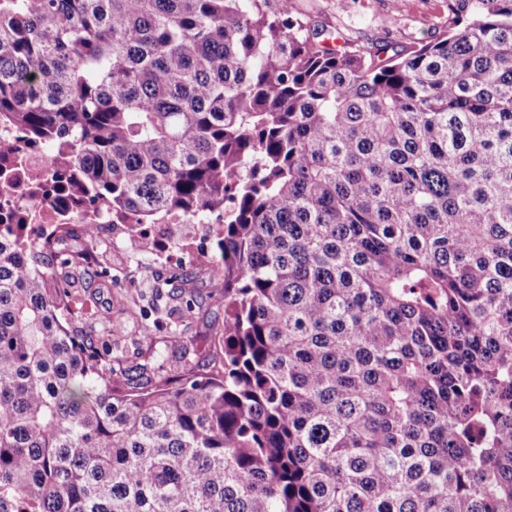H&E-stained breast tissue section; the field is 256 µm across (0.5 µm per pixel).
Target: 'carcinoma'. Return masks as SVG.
<instances>
[{"instance_id":"carcinoma-1","label":"carcinoma","mask_w":512,"mask_h":512,"mask_svg":"<svg viewBox=\"0 0 512 512\" xmlns=\"http://www.w3.org/2000/svg\"><path fill=\"white\" fill-rule=\"evenodd\" d=\"M448 9L390 56L288 0H0V127L216 225L224 302L169 375L83 322L92 240L0 231V512H512V0Z\"/></svg>"}]
</instances>
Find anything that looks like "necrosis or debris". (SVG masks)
Listing matches in <instances>:
<instances>
[{
    "label": "necrosis or debris",
    "mask_w": 512,
    "mask_h": 512,
    "mask_svg": "<svg viewBox=\"0 0 512 512\" xmlns=\"http://www.w3.org/2000/svg\"><path fill=\"white\" fill-rule=\"evenodd\" d=\"M0 139L13 145L12 152L0 158V180L8 184L7 191L0 193V223L9 225L12 236L39 242L56 225L80 224L91 226L97 237L111 225V209L56 189L46 149L28 145L12 129L0 128Z\"/></svg>",
    "instance_id": "1"
}]
</instances>
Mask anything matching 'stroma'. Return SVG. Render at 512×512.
Returning a JSON list of instances; mask_svg holds the SVG:
<instances>
[{
	"label": "stroma",
	"instance_id": "35a3bbf8",
	"mask_svg": "<svg viewBox=\"0 0 512 512\" xmlns=\"http://www.w3.org/2000/svg\"><path fill=\"white\" fill-rule=\"evenodd\" d=\"M294 7L317 34L322 45L373 47L383 44L409 50L420 44L445 38L449 31L448 0H293ZM186 249L164 247L147 253L132 249L121 230L99 240L96 256L112 266V294L120 296L137 286V303L149 318L177 327L179 341L171 343L166 369L177 372L184 364L200 360L207 353L212 325L223 322L224 306L210 285L209 260L213 254L207 225L190 227ZM192 276L196 294L190 305L175 313L154 307L152 285L169 273Z\"/></svg>",
	"mask_w": 512,
	"mask_h": 512
}]
</instances>
